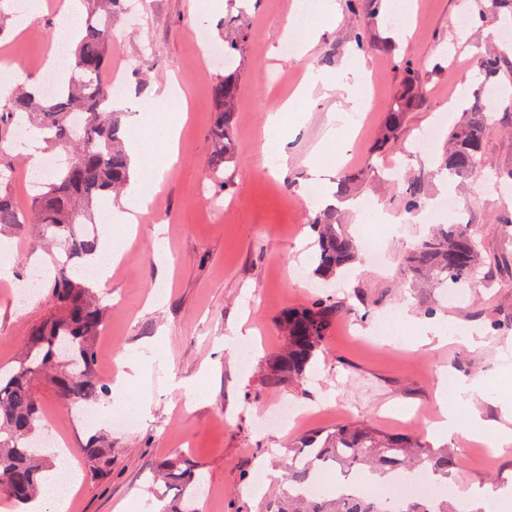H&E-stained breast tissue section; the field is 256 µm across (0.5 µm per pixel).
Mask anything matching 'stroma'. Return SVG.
I'll list each match as a JSON object with an SVG mask.
<instances>
[{
  "label": "stroma",
  "instance_id": "35a3bbf8",
  "mask_svg": "<svg viewBox=\"0 0 512 512\" xmlns=\"http://www.w3.org/2000/svg\"><path fill=\"white\" fill-rule=\"evenodd\" d=\"M40 12L24 35L8 30L11 67L34 76V63L50 46L48 23L59 22L64 7L39 0ZM402 0H315L311 23L322 32L307 56L288 47L282 34L292 23L297 0H252L243 22L246 39L237 56L241 74L240 117L233 129L239 150L216 181L208 166L207 132L213 118L212 86L223 64L202 45L220 44L227 5L203 9L202 0H141L138 11L112 43L111 62L129 92L120 100L124 122L140 134L146 149L157 146L158 129L148 126L141 103L182 97L187 120L177 162L159 187L160 212L144 214L126 260L106 281L112 297L107 332L96 340V373L108 380L116 360L133 369L121 390L98 403L100 419L85 426L52 389L40 391L45 425L57 444L69 445L62 463L74 473L66 512H120L130 499L140 512H159L173 502L163 484L150 480L160 460L184 453L206 486L202 512H256L258 501L240 492L244 477L259 463L275 466L290 441L307 432L345 422L386 433L426 439L436 420L437 374L484 380L486 395L449 390L452 404H474L498 420L495 400L512 399V234L503 217L512 215V193L495 190L492 176L468 180L449 190L435 176L443 152V130L462 106L484 97L478 78L481 52L499 43V22L488 17L481 28L462 25L477 0H412L408 38L397 35L393 16ZM368 49H359L357 37ZM415 63L423 99L408 112L398 133L399 151L373 158L372 148L398 92L401 60ZM354 67L364 72L374 104L353 130L341 123L352 111L339 92L316 90L293 100L309 72L323 76ZM293 100L284 117L285 171H275L264 148V129L273 106ZM484 134L492 167L512 164V126L503 123L501 97ZM437 129L432 149L416 154L420 133ZM336 164L320 180L310 170L319 156ZM402 164L404 177L428 175L426 198L455 195L459 209H426L425 220L408 214L400 188L388 172ZM355 179L361 198L378 211L398 215L396 228L376 223L359 208H345L341 220L357 239H371L385 254L381 266L355 263L335 287L306 288L316 235L310 224L315 205L310 189L332 191L339 176ZM469 225L489 259L487 282L449 299L442 289L411 276L404 259L433 225ZM0 365L12 362L29 328L53 309L49 289L20 304L3 285H15L51 256L32 231H0ZM330 297L341 313L323 343L313 375L268 389L270 364L286 345L282 315ZM423 323L447 325L465 343L421 344ZM250 331L247 349L239 332ZM475 341H468V334ZM289 401L311 414L294 432L260 429L259 409ZM112 443V458L93 469L81 450L91 435ZM449 447L460 459L456 478L466 485L512 484V452L483 459L468 448L465 428L449 433Z\"/></svg>",
  "mask_w": 512,
  "mask_h": 512
}]
</instances>
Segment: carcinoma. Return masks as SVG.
I'll list each match as a JSON object with an SVG mask.
<instances>
[{
	"label": "carcinoma",
	"instance_id": "carcinoma-1",
	"mask_svg": "<svg viewBox=\"0 0 512 512\" xmlns=\"http://www.w3.org/2000/svg\"><path fill=\"white\" fill-rule=\"evenodd\" d=\"M128 4L129 0H87V15L72 37L67 78L58 81L55 91L19 76L15 87L0 97V228L35 224L43 240L58 241L64 250V255L52 258L54 312L29 329L20 356L0 366V494L16 507L44 498L57 481L47 463L57 452L42 447L40 441V382H49L58 397L70 403L99 402L109 392L96 375L95 359V339L104 326L107 307L87 286V268L83 267L99 240L84 226L87 213L122 190L132 174L123 113L112 108V88L105 82L116 23ZM489 13L512 19V0H487L478 20L484 21ZM244 39V28L239 25L224 30V75L212 87L215 110L207 139L217 179L237 152L231 131L240 94L236 55ZM505 76H512L511 42L479 60L482 84L502 87ZM418 83L412 63H406L402 88L388 105L382 135L373 148L375 155L394 146L403 115L421 98ZM494 108L491 100L475 102L449 126L448 146L439 160L448 178L481 176L487 170L484 133ZM20 118L47 148L64 156L48 178L38 183L27 213L9 191L15 174L8 162L13 154L9 143ZM403 199L407 211L419 210L425 200L424 179L408 182ZM311 225L317 233L310 254L313 274L329 282L356 262L359 247L341 228L339 214L332 207L319 209ZM406 263L410 272L426 277L434 288L473 287L479 284L478 270L486 266L479 242L462 224H444L422 238ZM338 316V306L328 298L288 310L281 319L288 345L274 360L266 385L273 388L287 377H305ZM109 452L95 438L82 448L95 469L109 461ZM458 463L451 448H434L412 436L387 434L356 423L338 424L306 434L288 449L281 463V480L271 493L262 495L259 512H471L464 499L448 492V475ZM418 467L425 468L438 486L436 493L396 499L334 488L310 493L320 473L332 468L357 479L379 474L390 481ZM153 478L178 491L175 504L160 512H199L201 478L181 454L158 463Z\"/></svg>",
	"mask_w": 512,
	"mask_h": 512
}]
</instances>
